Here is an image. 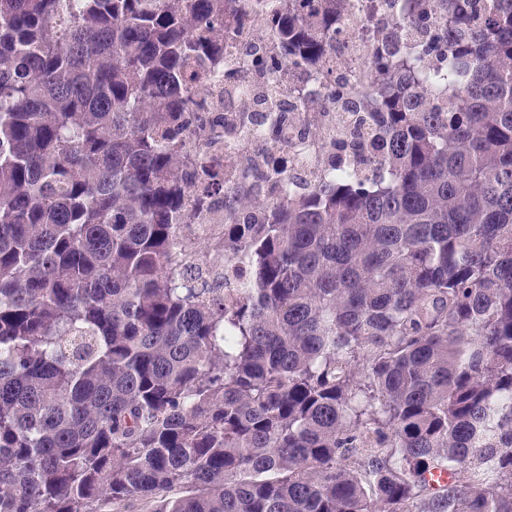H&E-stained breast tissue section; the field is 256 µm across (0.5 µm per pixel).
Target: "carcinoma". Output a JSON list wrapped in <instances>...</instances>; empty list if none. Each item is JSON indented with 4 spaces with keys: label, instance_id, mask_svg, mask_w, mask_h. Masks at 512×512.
I'll return each mask as SVG.
<instances>
[{
    "label": "carcinoma",
    "instance_id": "1",
    "mask_svg": "<svg viewBox=\"0 0 512 512\" xmlns=\"http://www.w3.org/2000/svg\"><path fill=\"white\" fill-rule=\"evenodd\" d=\"M301 2L0 0V512H512V0H403L308 107L371 173L274 201L202 77L258 10L306 80Z\"/></svg>",
    "mask_w": 512,
    "mask_h": 512
}]
</instances>
